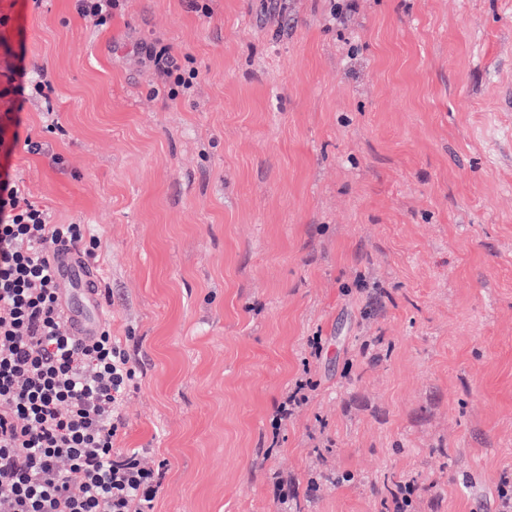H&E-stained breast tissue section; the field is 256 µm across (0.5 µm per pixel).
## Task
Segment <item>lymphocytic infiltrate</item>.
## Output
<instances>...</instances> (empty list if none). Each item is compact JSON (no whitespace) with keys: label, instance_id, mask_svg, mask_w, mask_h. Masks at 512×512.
<instances>
[{"label":"lymphocytic infiltrate","instance_id":"lymphocytic-infiltrate-1","mask_svg":"<svg viewBox=\"0 0 512 512\" xmlns=\"http://www.w3.org/2000/svg\"><path fill=\"white\" fill-rule=\"evenodd\" d=\"M48 88L24 62L12 66L5 92L17 114L0 117V153L11 152L5 135L29 92ZM61 241L97 257L84 225L53 223L0 163V512H150L163 466L115 451L136 370L111 323L88 339L62 332L61 288L49 264Z\"/></svg>","mask_w":512,"mask_h":512}]
</instances>
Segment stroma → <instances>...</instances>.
I'll use <instances>...</instances> for the list:
<instances>
[{
  "label": "stroma",
  "instance_id": "stroma-1",
  "mask_svg": "<svg viewBox=\"0 0 512 512\" xmlns=\"http://www.w3.org/2000/svg\"><path fill=\"white\" fill-rule=\"evenodd\" d=\"M337 2L0 0V90L53 82L9 163L99 241L152 512H497L512 475V0ZM77 10L81 14H92L99 22L112 17V10L120 6L121 0H76ZM306 374L307 371H304L296 379L293 389L286 394L284 400L279 404L276 415L271 421L272 435H278L282 425L288 422V419L294 415L296 409L308 401L309 396L306 390H313L314 386L310 378L306 377Z\"/></svg>",
  "mask_w": 512,
  "mask_h": 512
}]
</instances>
